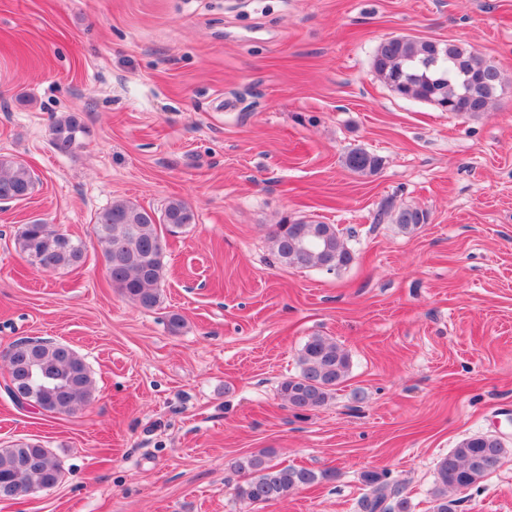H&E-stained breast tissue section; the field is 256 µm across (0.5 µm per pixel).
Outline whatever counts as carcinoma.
<instances>
[{
    "mask_svg": "<svg viewBox=\"0 0 512 512\" xmlns=\"http://www.w3.org/2000/svg\"><path fill=\"white\" fill-rule=\"evenodd\" d=\"M372 68L398 96L434 104L443 112L475 117L487 111L501 87L498 68L462 43L392 36L382 40L372 58ZM51 141L60 153L72 151L88 134L76 112L64 113L51 124ZM382 160L355 148L343 158L352 173L373 175ZM35 175L16 157L0 156V200L20 201L34 188ZM379 218L389 219L403 230L427 223L426 212L409 207H381ZM188 204L169 200L161 212L119 199L96 213L92 233L103 248L106 275L112 288L136 307L152 309L161 300L164 282V249L160 227L175 236L193 223ZM275 254L291 268L339 271L355 259L353 251L334 224L288 220L276 225L272 234ZM16 248L46 271L80 265L85 244L50 224L22 225ZM299 373L280 385L284 404L298 411H313L328 400L350 370V357L334 340L321 335L309 337L299 353ZM18 391L42 412L70 415L88 406L94 382L85 360L70 346L41 340L36 345L24 340L7 364ZM506 444L492 435L463 439L438 465L439 484L433 493L432 512H456L454 494L468 490L500 462ZM246 476L238 487L240 498L251 503H268L291 493L335 478L331 469L271 464L265 455L254 454L235 463ZM61 477L57 458L41 444L18 441L0 448V500H14L17 491L32 493L54 487ZM366 492L358 501L359 512H412L410 499L402 495L385 472L363 475Z\"/></svg>",
    "mask_w": 512,
    "mask_h": 512,
    "instance_id": "cac0c4a2",
    "label": "carcinoma"
}]
</instances>
